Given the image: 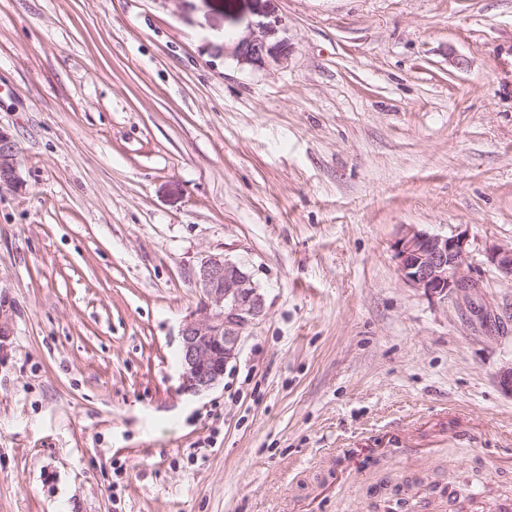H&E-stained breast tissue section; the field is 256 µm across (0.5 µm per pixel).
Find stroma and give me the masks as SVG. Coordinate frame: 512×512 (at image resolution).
Returning a JSON list of instances; mask_svg holds the SVG:
<instances>
[{
    "label": "stroma",
    "instance_id": "stroma-1",
    "mask_svg": "<svg viewBox=\"0 0 512 512\" xmlns=\"http://www.w3.org/2000/svg\"><path fill=\"white\" fill-rule=\"evenodd\" d=\"M0 132V512L512 497V0H0ZM404 224L467 232V301L402 281ZM209 254L266 314L184 394ZM234 56L240 64L260 67L265 65L271 52L263 39L255 37L241 40L235 47ZM15 145L9 137L0 133V177L12 180L16 162Z\"/></svg>",
    "mask_w": 512,
    "mask_h": 512
}]
</instances>
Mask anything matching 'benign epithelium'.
<instances>
[{"instance_id": "1", "label": "benign epithelium", "mask_w": 512, "mask_h": 512, "mask_svg": "<svg viewBox=\"0 0 512 512\" xmlns=\"http://www.w3.org/2000/svg\"><path fill=\"white\" fill-rule=\"evenodd\" d=\"M238 63L262 66L271 56L261 38L241 40L235 47ZM15 145L0 133V177L14 178ZM403 282L423 295L440 300L475 288L468 275V235L430 233L404 224L394 242ZM490 262L512 282V245L496 246ZM199 305L185 320L180 336V390L199 394L218 385L236 358L243 335L265 316L263 293L244 264L222 254L204 257L193 273Z\"/></svg>"}]
</instances>
